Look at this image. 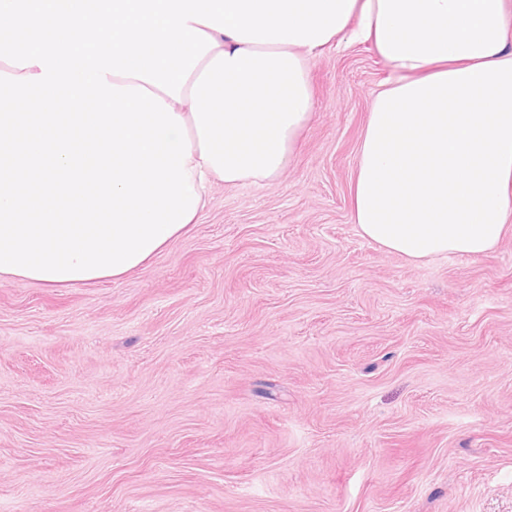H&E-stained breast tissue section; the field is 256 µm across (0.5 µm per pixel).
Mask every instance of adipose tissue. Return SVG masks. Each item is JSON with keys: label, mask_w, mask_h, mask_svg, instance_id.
<instances>
[{"label": "adipose tissue", "mask_w": 512, "mask_h": 512, "mask_svg": "<svg viewBox=\"0 0 512 512\" xmlns=\"http://www.w3.org/2000/svg\"><path fill=\"white\" fill-rule=\"evenodd\" d=\"M217 42L174 103L199 198L289 166L315 103L310 46ZM332 43H367L393 77L371 102L351 216L412 263L490 253L512 231V0H356Z\"/></svg>", "instance_id": "1"}]
</instances>
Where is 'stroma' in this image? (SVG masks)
I'll use <instances>...</instances> for the list:
<instances>
[{
	"label": "stroma",
	"mask_w": 512,
	"mask_h": 512,
	"mask_svg": "<svg viewBox=\"0 0 512 512\" xmlns=\"http://www.w3.org/2000/svg\"><path fill=\"white\" fill-rule=\"evenodd\" d=\"M289 169L214 182L118 281L0 278V512H512V233L414 264L350 190L368 44L310 58Z\"/></svg>",
	"instance_id": "35a3bbf8"
}]
</instances>
